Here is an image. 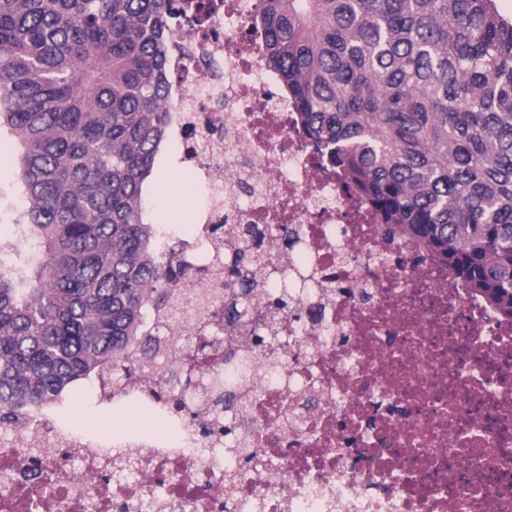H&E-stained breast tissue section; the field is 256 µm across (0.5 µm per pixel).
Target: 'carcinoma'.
<instances>
[{
  "mask_svg": "<svg viewBox=\"0 0 512 512\" xmlns=\"http://www.w3.org/2000/svg\"><path fill=\"white\" fill-rule=\"evenodd\" d=\"M175 0H0V127L18 147L28 206L0 247V435L102 371L158 380L180 410L212 387L188 376L194 342L168 343L158 307L179 282L224 289L210 331L278 342L247 317L288 311L271 256L213 224L224 272L185 262L148 207L170 135ZM264 57L311 143L388 233L402 231L512 319V19L495 0H258ZM268 292H262V289Z\"/></svg>",
  "mask_w": 512,
  "mask_h": 512,
  "instance_id": "cac0c4a2",
  "label": "carcinoma"
}]
</instances>
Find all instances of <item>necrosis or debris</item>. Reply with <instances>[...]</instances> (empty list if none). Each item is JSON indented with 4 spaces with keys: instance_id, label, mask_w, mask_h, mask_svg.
I'll return each instance as SVG.
<instances>
[{
    "instance_id": "1",
    "label": "necrosis or debris",
    "mask_w": 512,
    "mask_h": 512,
    "mask_svg": "<svg viewBox=\"0 0 512 512\" xmlns=\"http://www.w3.org/2000/svg\"><path fill=\"white\" fill-rule=\"evenodd\" d=\"M205 2L168 62L167 149L210 191L185 259L207 255L211 225L286 224L314 285L276 315L274 351L205 338L191 303L156 314L205 343L197 375L247 354L230 434L209 397L176 414L140 377H92L0 438V512H512V322L387 239L315 153L251 26L258 0Z\"/></svg>"
}]
</instances>
